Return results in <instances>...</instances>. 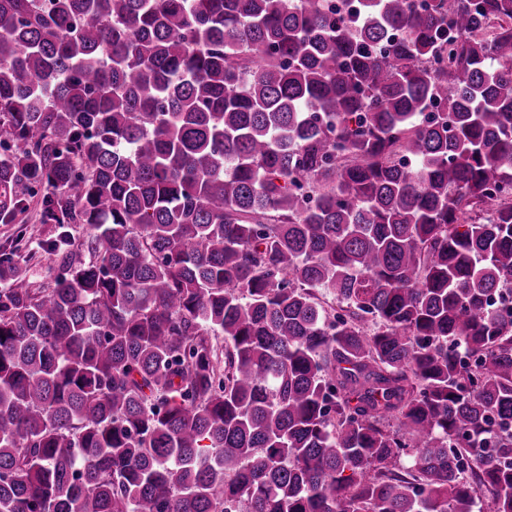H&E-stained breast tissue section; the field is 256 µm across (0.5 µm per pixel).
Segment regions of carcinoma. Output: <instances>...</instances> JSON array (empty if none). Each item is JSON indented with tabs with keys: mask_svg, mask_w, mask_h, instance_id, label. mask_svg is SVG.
Wrapping results in <instances>:
<instances>
[{
	"mask_svg": "<svg viewBox=\"0 0 512 512\" xmlns=\"http://www.w3.org/2000/svg\"><path fill=\"white\" fill-rule=\"evenodd\" d=\"M33 204L0 512H512V0H0ZM67 230L74 247L87 238V232L82 224H72L68 228L60 229L56 224H41L37 211L32 209L27 215L26 224H0V248L14 246L19 243L23 247L22 254L29 249L38 251L41 260L30 269L32 281H43L48 275V268L53 265L52 258L44 251L47 245L58 238V234Z\"/></svg>",
	"mask_w": 512,
	"mask_h": 512,
	"instance_id": "carcinoma-1",
	"label": "carcinoma"
}]
</instances>
